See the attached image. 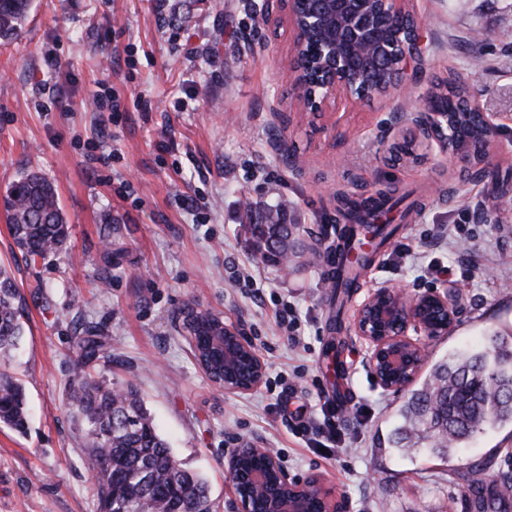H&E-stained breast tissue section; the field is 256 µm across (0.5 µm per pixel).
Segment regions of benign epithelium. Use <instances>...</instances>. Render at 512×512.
Instances as JSON below:
<instances>
[{
	"instance_id": "benign-epithelium-1",
	"label": "benign epithelium",
	"mask_w": 512,
	"mask_h": 512,
	"mask_svg": "<svg viewBox=\"0 0 512 512\" xmlns=\"http://www.w3.org/2000/svg\"><path fill=\"white\" fill-rule=\"evenodd\" d=\"M262 25L285 22L293 34L288 71L299 90L298 114L311 121L321 118L338 98L367 101L375 97L405 94L408 67L422 68L427 47L423 21L406 9L404 0H251ZM478 111L479 142L471 146L455 139V121L461 114L439 112L426 99L418 112L405 113L396 126V139H421L464 166L490 167L491 148L503 128V117ZM458 289L442 293L409 295L383 285L372 290L359 305L352 330L365 344L367 363L379 384L387 390L404 389L425 356L422 339L448 334L462 306ZM236 349L251 376L234 381L238 366H224L229 393H248L264 379V361L254 345L232 321L224 323V336L213 340V351ZM225 475L237 502V512H310L309 499L317 493L321 512H341L318 480L289 479L275 452L269 448H238L225 460Z\"/></svg>"
}]
</instances>
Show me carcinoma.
<instances>
[{
  "mask_svg": "<svg viewBox=\"0 0 512 512\" xmlns=\"http://www.w3.org/2000/svg\"><path fill=\"white\" fill-rule=\"evenodd\" d=\"M34 0H0V43L17 38L26 25ZM390 191L363 197L342 193L336 213L347 223L348 238L358 247L348 249L349 261L342 281L335 284L336 312H341L362 272L374 259L363 249V239L384 243L392 231L374 223L379 211L393 208ZM9 231L18 248L33 262L58 252L66 243L68 224L54 185L27 174L0 198ZM300 226L272 219L252 228L256 251L283 240V248L302 255ZM224 318L196 308L182 319L183 331L197 346L223 331ZM24 334L20 300L7 270L0 268V356L10 353ZM78 381L70 405L86 430V462L95 476L100 512H182L193 502L194 512H210L206 482L189 473L176 459L168 442L157 432L136 391L103 386L89 368L102 351L99 329L88 325L78 337ZM402 420L394 433L398 448L416 445L448 458L484 430L512 423V340L493 335L476 351H460L437 363L422 387L414 390L400 410ZM23 386L0 374V427L17 433L27 429ZM474 512H512V501L494 483L477 479Z\"/></svg>",
  "mask_w": 512,
  "mask_h": 512,
  "instance_id": "1",
  "label": "carcinoma"
}]
</instances>
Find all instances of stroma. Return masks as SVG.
Returning a JSON list of instances; mask_svg holds the SVG:
<instances>
[{
	"instance_id": "stroma-1",
	"label": "stroma",
	"mask_w": 512,
	"mask_h": 512,
	"mask_svg": "<svg viewBox=\"0 0 512 512\" xmlns=\"http://www.w3.org/2000/svg\"><path fill=\"white\" fill-rule=\"evenodd\" d=\"M427 25L423 68L408 74V107L431 80L463 74L483 111L512 114V0H408ZM287 26L257 21L249 0H35L30 20L0 44V195L35 171L52 180L70 235L32 262L0 213V266L23 297L25 334L0 373L25 385L26 435L0 428V512H100L82 426L69 406L83 327L98 326V379L140 392L159 432L209 486L211 512H235L224 461L250 444L277 451L290 475L318 479L344 512H464L472 471L512 477V425L438 458L390 442L407 392L383 389L351 336L357 305L381 285L465 295L429 361L512 334V191L495 210L480 199L512 183V123L486 177L464 182L448 155L414 143L394 162L395 103L337 101L315 124L294 113ZM152 109L140 111L139 95ZM104 107H97L96 98ZM285 118L274 123L271 109ZM175 140L171 151L157 143ZM107 156L100 164L99 156ZM390 186L424 200L391 210L393 236L336 312L325 257L336 239L337 194ZM284 203L308 249L289 274L255 262L246 208ZM111 261H104V254ZM447 267L429 275L422 266ZM43 295H34L33 284ZM294 305V347L274 311ZM189 303L238 323L264 353L266 377L230 394L195 363L177 315ZM342 320V332L332 328ZM336 407L345 442L323 458L290 432L285 408Z\"/></svg>"
}]
</instances>
